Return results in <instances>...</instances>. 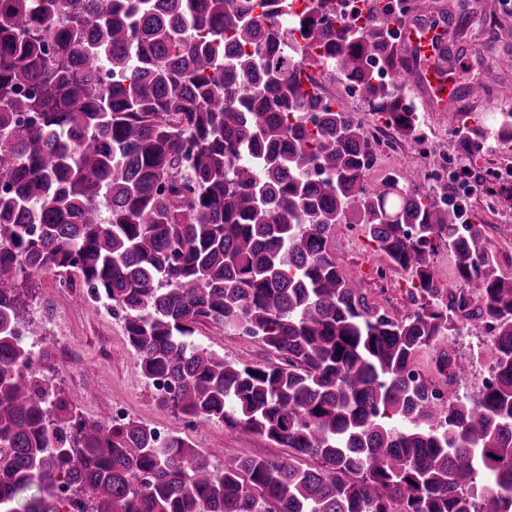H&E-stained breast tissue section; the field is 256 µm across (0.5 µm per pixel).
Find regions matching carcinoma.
<instances>
[{"label": "carcinoma", "mask_w": 512, "mask_h": 512, "mask_svg": "<svg viewBox=\"0 0 512 512\" xmlns=\"http://www.w3.org/2000/svg\"><path fill=\"white\" fill-rule=\"evenodd\" d=\"M0 0V512H512V277L448 183L389 173L323 82L340 76L411 139L386 17L332 0ZM112 70L104 80L99 71ZM473 162L512 141V112H451ZM358 224L411 277L401 316L346 277L331 243ZM445 247L456 282L437 281ZM53 270L122 315L144 379L194 424L224 422L291 453H215L132 419H87L23 343L20 288ZM493 324L492 380L461 396L443 344ZM210 323L275 361L224 360ZM440 346L448 398L408 378Z\"/></svg>", "instance_id": "1"}]
</instances>
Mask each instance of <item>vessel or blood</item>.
<instances>
[{
	"label": "vessel or blood",
	"instance_id": "b4317fda",
	"mask_svg": "<svg viewBox=\"0 0 512 512\" xmlns=\"http://www.w3.org/2000/svg\"><path fill=\"white\" fill-rule=\"evenodd\" d=\"M398 32V50L413 69L415 87L429 111L448 114L454 111L466 93L459 85L449 83L440 55L448 44L445 22L429 17L403 20L390 19Z\"/></svg>",
	"mask_w": 512,
	"mask_h": 512
}]
</instances>
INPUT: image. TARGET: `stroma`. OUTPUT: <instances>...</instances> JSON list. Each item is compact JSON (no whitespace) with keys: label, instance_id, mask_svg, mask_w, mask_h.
I'll use <instances>...</instances> for the list:
<instances>
[{"label":"stroma","instance_id":"obj_1","mask_svg":"<svg viewBox=\"0 0 512 512\" xmlns=\"http://www.w3.org/2000/svg\"><path fill=\"white\" fill-rule=\"evenodd\" d=\"M423 14L436 15L440 10H456L464 6L463 20L453 22L452 39L462 51L465 67L490 54L512 51V4L504 0H416ZM482 80L490 86L493 99L467 101L470 112H507L512 110V69L491 67L482 71ZM469 209L472 221L485 225L499 254L502 274L512 275V236L499 234L498 226L512 219V200L500 204L498 211H487L480 198L471 197ZM332 250L343 273L361 281L370 297L380 299L389 292L399 313L411 309L408 298L410 282L402 270H394L387 285H380L371 269L382 263L377 244L367 235L356 242L334 237ZM54 273L35 277L28 297L29 321L24 332L40 340L52 354L69 349L66 362L57 363L56 385L61 396L77 414L89 419L107 418L113 404H125L129 417L148 426H165L170 432L190 440L196 447L234 448L252 457L283 455L284 450L265 437L228 426L212 423L189 426L186 419L174 413L155 396L149 382L137 366L132 348L123 331L120 316L107 308L76 302L74 294L57 293ZM199 341L225 360L239 364H259L268 361L267 350L251 339L217 328L205 327L198 332Z\"/></svg>","mask_w":512,"mask_h":512}]
</instances>
